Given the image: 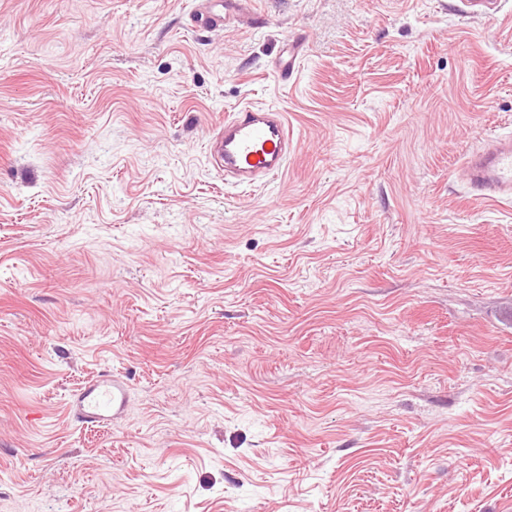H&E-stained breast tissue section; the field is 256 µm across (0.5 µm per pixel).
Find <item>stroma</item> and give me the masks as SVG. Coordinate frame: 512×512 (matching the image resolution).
Listing matches in <instances>:
<instances>
[{
  "instance_id": "stroma-1",
  "label": "stroma",
  "mask_w": 512,
  "mask_h": 512,
  "mask_svg": "<svg viewBox=\"0 0 512 512\" xmlns=\"http://www.w3.org/2000/svg\"><path fill=\"white\" fill-rule=\"evenodd\" d=\"M196 7L0 0V512H512V0ZM243 104L298 146L234 189ZM248 0H203L202 7L192 18L193 27L215 30L224 26L227 13L242 9ZM285 112L244 105L224 116L211 143L210 161L224 173V184L252 187L281 175L293 151ZM463 174L473 199L512 203V133H489L480 148L466 155ZM75 414L84 423L109 420L122 413L127 404V387L110 374L83 386L75 395Z\"/></svg>"
}]
</instances>
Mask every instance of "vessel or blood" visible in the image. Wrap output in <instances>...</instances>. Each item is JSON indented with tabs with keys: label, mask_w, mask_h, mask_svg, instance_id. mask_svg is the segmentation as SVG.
<instances>
[{
	"label": "vessel or blood",
	"mask_w": 512,
	"mask_h": 512,
	"mask_svg": "<svg viewBox=\"0 0 512 512\" xmlns=\"http://www.w3.org/2000/svg\"><path fill=\"white\" fill-rule=\"evenodd\" d=\"M246 2L203 0L192 24L201 30L217 29L227 13L242 9ZM293 148V133L282 110L244 105L225 115L209 154L213 167L223 173L225 185L252 187L281 175ZM463 174L475 199L512 203V133H489L480 148L466 155ZM74 404L80 421L103 422L124 411L127 387L107 374L83 386Z\"/></svg>",
	"instance_id": "obj_1"
}]
</instances>
